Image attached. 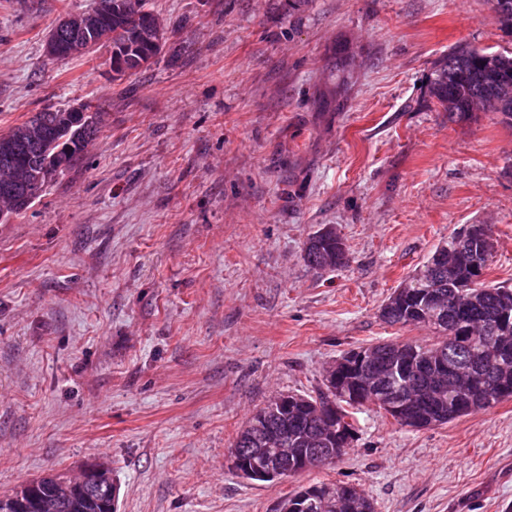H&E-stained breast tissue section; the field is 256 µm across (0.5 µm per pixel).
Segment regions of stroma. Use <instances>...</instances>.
<instances>
[{"label":"stroma","mask_w":512,"mask_h":512,"mask_svg":"<svg viewBox=\"0 0 512 512\" xmlns=\"http://www.w3.org/2000/svg\"><path fill=\"white\" fill-rule=\"evenodd\" d=\"M95 0H0V134L97 105L85 162L0 222V494L90 460L117 512H275L318 482L376 512H512V399L426 430L364 406L336 464L242 479L238 430L325 365L382 341L381 305L434 248L488 224L512 285V128L427 97L456 43L512 55L489 0H149L168 44L114 78L45 41ZM330 225L351 261L315 270Z\"/></svg>","instance_id":"obj_1"}]
</instances>
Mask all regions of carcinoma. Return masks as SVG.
Here are the masks:
<instances>
[{"label": "carcinoma", "mask_w": 512, "mask_h": 512, "mask_svg": "<svg viewBox=\"0 0 512 512\" xmlns=\"http://www.w3.org/2000/svg\"><path fill=\"white\" fill-rule=\"evenodd\" d=\"M500 25L512 30V0H491ZM112 12V37L102 47L119 48L131 43L134 49L123 51L117 59L119 76L133 75L149 67L164 52L168 37L156 43L159 18L147 9V0H118ZM429 95L448 113L451 122H469L477 117L471 110L476 98H492L501 103L497 111L501 123L512 127V56L486 53L459 42L448 54L433 63ZM102 113L81 116L51 106L0 135V156L11 153L26 157L39 151L40 160L21 171L22 191L29 199L18 197L10 203L13 214L27 210L52 182L77 168L100 130ZM494 240L486 224H472L461 233L438 245L422 266L396 288L382 305L379 317L391 326H428L444 339L434 344L419 341L386 342L368 347L374 361L385 365L416 350L422 362L413 377L423 383L432 380L437 370V353L443 352L452 372L435 391L433 408H418L421 423L415 429L444 425L480 411H488L512 393L500 398L495 387L512 390V324L504 327L499 319L512 313V287L486 281L493 259ZM304 260L318 269H335L349 264V253L335 228L324 233L317 230L306 240ZM351 390L335 397L346 419L345 426L358 430V421L350 402ZM332 395L324 388L317 395H299L300 403L289 412L288 447L323 448L320 439L322 419L318 402ZM267 407L256 410L238 432L234 448H256L253 424L260 421ZM353 485L341 481L321 483L305 488L303 512H319L331 504L328 512H340Z\"/></svg>", "instance_id": "cac0c4a2"}]
</instances>
